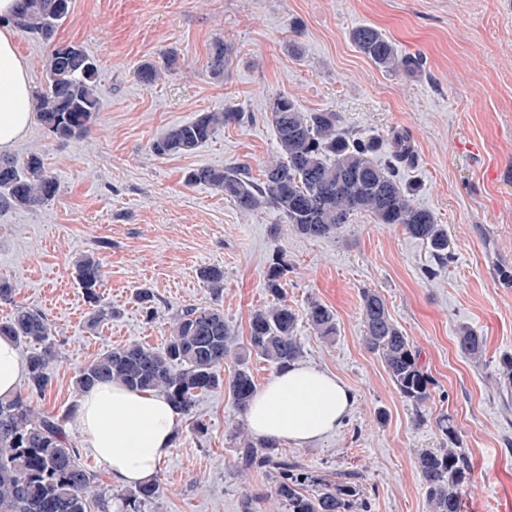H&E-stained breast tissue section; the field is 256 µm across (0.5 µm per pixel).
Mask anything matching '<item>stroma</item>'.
<instances>
[{
  "label": "stroma",
  "mask_w": 512,
  "mask_h": 512,
  "mask_svg": "<svg viewBox=\"0 0 512 512\" xmlns=\"http://www.w3.org/2000/svg\"><path fill=\"white\" fill-rule=\"evenodd\" d=\"M361 25L421 54V72L376 67L350 39ZM58 38L98 60L100 112L81 142H56L35 122L11 150L14 158L42 154L60 192L37 209L0 210V279L16 285L14 303L41 310L53 325L61 357L41 406L63 415L100 492L121 488L66 415L81 397L76 367L128 343L164 344L163 314L211 304L197 276L208 265L223 267L224 318L246 338L251 312L270 301L265 271L282 254L296 312L316 299L336 315L330 342L299 321L303 362L336 374L356 395L335 433L305 448L282 442V454L320 474L361 473L369 512H429L415 457L439 447L435 421L445 415L473 464L461 512H512V389L495 376L498 357L512 351V0H73ZM219 38L231 55L217 82L207 61ZM169 48L180 69L140 83L137 66ZM282 92L302 111L338 113L385 153L393 132L409 134L413 157L400 174L415 186L417 206L447 228V267L425 277L435 264L430 246L398 224L358 215L340 236L310 239L273 210L246 214L211 188L184 184L200 164L243 163L261 178L276 149L267 105ZM229 107L244 112V123L195 152L152 154L173 126ZM86 254L102 262L98 294L117 312L94 333L72 267ZM141 287L154 292L159 319L147 321L135 303ZM365 288L385 297L435 381L427 422H415L362 343ZM462 326L484 336L482 365L460 351ZM195 419L204 431L192 430ZM246 425L224 390L201 393L160 466L162 492L149 512H243L250 492L263 496L258 512H287L267 497L268 477L235 468L234 432Z\"/></svg>",
  "instance_id": "obj_1"
}]
</instances>
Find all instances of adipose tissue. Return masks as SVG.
I'll use <instances>...</instances> for the list:
<instances>
[{
  "label": "adipose tissue",
  "instance_id": "obj_1",
  "mask_svg": "<svg viewBox=\"0 0 512 512\" xmlns=\"http://www.w3.org/2000/svg\"><path fill=\"white\" fill-rule=\"evenodd\" d=\"M15 0H0V153L9 152L34 119L27 60L7 21ZM355 400L336 375L306 363L276 373L255 394L247 414L252 434L304 447L333 434ZM182 414L158 392L102 382L84 392L77 421L113 484L154 481L177 436Z\"/></svg>",
  "mask_w": 512,
  "mask_h": 512
}]
</instances>
